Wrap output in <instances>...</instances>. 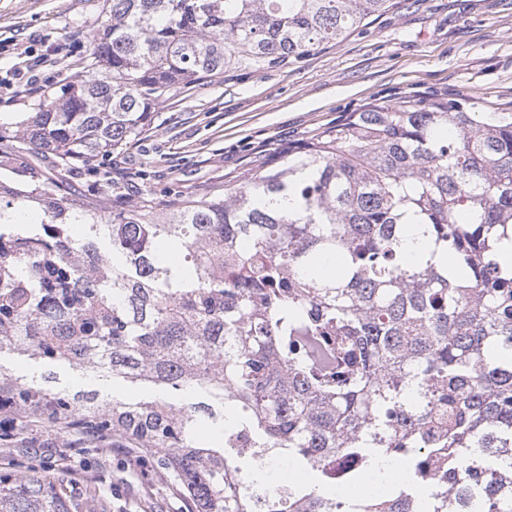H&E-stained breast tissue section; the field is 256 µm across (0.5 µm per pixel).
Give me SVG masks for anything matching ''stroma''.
I'll return each mask as SVG.
<instances>
[{
	"instance_id": "stroma-1",
	"label": "stroma",
	"mask_w": 512,
	"mask_h": 512,
	"mask_svg": "<svg viewBox=\"0 0 512 512\" xmlns=\"http://www.w3.org/2000/svg\"><path fill=\"white\" fill-rule=\"evenodd\" d=\"M105 0H0V116L35 111L45 60L57 83L75 79L86 38L105 19ZM465 96L478 111L512 107V0H398L370 17L362 32L295 63L231 70L200 81L189 95L172 94L157 108L155 128L98 173L72 171L66 191L96 194L103 206L153 200L157 208L186 195L220 196L224 185L279 158L289 144L334 125L377 99L431 100ZM0 368L28 379L50 374L58 387L139 400L146 388L80 376L68 366L11 353ZM57 436L16 434L0 447L12 473L54 462ZM65 487L78 512H188L171 475L144 456L138 468L125 453L87 440L70 462Z\"/></svg>"
}]
</instances>
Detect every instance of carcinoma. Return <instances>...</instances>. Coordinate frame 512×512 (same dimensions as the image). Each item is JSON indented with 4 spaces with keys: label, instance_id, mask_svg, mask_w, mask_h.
Listing matches in <instances>:
<instances>
[{
    "label": "carcinoma",
    "instance_id": "cac0c4a2",
    "mask_svg": "<svg viewBox=\"0 0 512 512\" xmlns=\"http://www.w3.org/2000/svg\"><path fill=\"white\" fill-rule=\"evenodd\" d=\"M107 2L83 75L0 121L15 156L94 170L152 132L172 89L296 62L391 0ZM63 190L0 175V354L163 395L104 399L0 368L15 429H57L66 448L71 423L148 448L191 512H512V264L497 248L512 228V112L377 100L224 197L163 212ZM412 224L428 243L413 262ZM216 400L239 418L219 443L198 430ZM373 448L411 461L403 484L374 503L327 492L328 459L365 467ZM245 451L315 483L261 505ZM66 483L61 469L0 472V512H73Z\"/></svg>",
    "mask_w": 512,
    "mask_h": 512
}]
</instances>
